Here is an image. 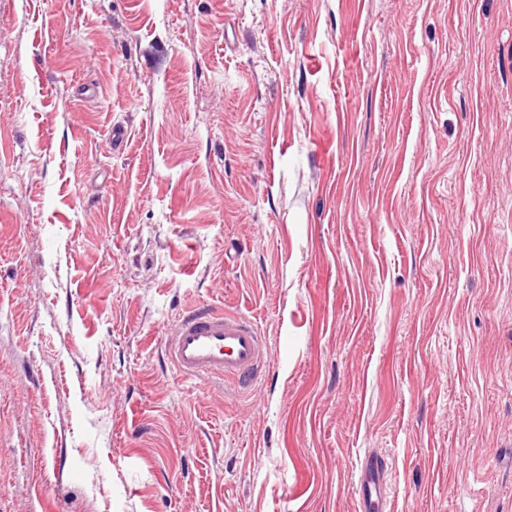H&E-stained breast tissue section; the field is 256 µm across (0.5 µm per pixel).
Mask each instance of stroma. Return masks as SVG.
I'll return each mask as SVG.
<instances>
[{
  "label": "stroma",
  "mask_w": 512,
  "mask_h": 512,
  "mask_svg": "<svg viewBox=\"0 0 512 512\" xmlns=\"http://www.w3.org/2000/svg\"><path fill=\"white\" fill-rule=\"evenodd\" d=\"M266 338L246 392L163 347ZM512 512V0H0V512ZM165 345L175 370L189 379L217 378L247 391L262 368L263 339L254 321L210 306L183 314ZM386 462L381 457L369 458L363 468L359 496L362 512H381L386 508L384 478Z\"/></svg>",
  "instance_id": "stroma-1"
}]
</instances>
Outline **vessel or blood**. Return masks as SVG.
<instances>
[{
	"label": "vessel or blood",
	"instance_id": "1",
	"mask_svg": "<svg viewBox=\"0 0 512 512\" xmlns=\"http://www.w3.org/2000/svg\"><path fill=\"white\" fill-rule=\"evenodd\" d=\"M165 345L175 370L189 379L217 378L250 390L262 367L263 339L254 321L209 306L183 314L169 329ZM383 458H369L363 468L361 512H384Z\"/></svg>",
	"mask_w": 512,
	"mask_h": 512
}]
</instances>
